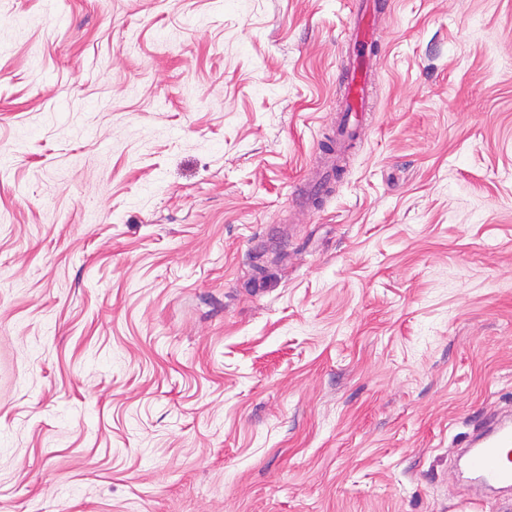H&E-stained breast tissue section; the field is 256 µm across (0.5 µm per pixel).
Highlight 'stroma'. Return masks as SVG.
<instances>
[{
    "label": "stroma",
    "mask_w": 512,
    "mask_h": 512,
    "mask_svg": "<svg viewBox=\"0 0 512 512\" xmlns=\"http://www.w3.org/2000/svg\"><path fill=\"white\" fill-rule=\"evenodd\" d=\"M0 0V512H501L512 0ZM383 0H358L353 2L348 22V60L344 67L342 82L344 94L338 115L337 127L326 138L330 150H322L328 166L319 181L303 182L297 189L296 203L299 209L317 204L326 193L327 180L336 170L337 160L352 148L353 141L364 139L368 126L362 121L366 112V101L371 84L374 51L377 45V17ZM465 465L478 481V484H460V492L466 498L486 488L512 487L511 419L495 421L491 416L486 417L483 430L470 442Z\"/></svg>",
    "instance_id": "1"
}]
</instances>
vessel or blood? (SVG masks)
<instances>
[{
	"label": "vessel or blood",
	"mask_w": 512,
	"mask_h": 512,
	"mask_svg": "<svg viewBox=\"0 0 512 512\" xmlns=\"http://www.w3.org/2000/svg\"><path fill=\"white\" fill-rule=\"evenodd\" d=\"M381 9L382 0H353L351 5L347 27L349 63L342 76L344 94L337 127L326 139L325 156L332 165L367 132L362 114L371 84L377 17ZM465 465L475 480L461 484L464 497L476 496L486 488L512 487V421L485 418L481 433L471 441L466 452Z\"/></svg>",
	"instance_id": "vessel-or-blood-1"
}]
</instances>
